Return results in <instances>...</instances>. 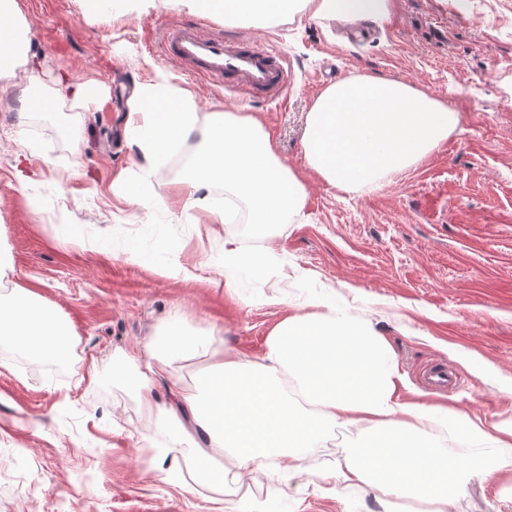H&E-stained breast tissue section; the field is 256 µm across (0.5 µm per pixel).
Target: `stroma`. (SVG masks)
Instances as JSON below:
<instances>
[{"mask_svg": "<svg viewBox=\"0 0 512 512\" xmlns=\"http://www.w3.org/2000/svg\"><path fill=\"white\" fill-rule=\"evenodd\" d=\"M17 7L41 66L35 80L0 95V240L12 257L10 284L59 306L78 341L74 360L53 370L26 367L20 352L0 348V512H233L245 502L266 512H370L372 489L315 497L261 467L220 498L169 484L144 446L153 421L131 386L110 377L113 359L175 318L219 329L225 352L260 356L285 313L268 304L272 295L335 294L386 336L407 397L487 421L512 419V0H393L389 21L362 19L353 35L350 16L305 11L273 24H226L189 14L176 0L101 20L86 16L83 0H17ZM171 24L281 51L287 91L251 101L190 75L164 53ZM159 71L192 92L201 113L249 112L263 122L281 161L307 186L303 220L259 233L243 209L235 224L197 212L175 227L113 195V179L132 170L122 133L132 84ZM62 74L98 81L105 93L94 103L58 97ZM360 74L402 80L460 120L405 172L347 194L309 170L303 139L318 96ZM35 95L54 96V112L25 107ZM21 172L36 173V184L21 189ZM228 235L288 259L247 280L239 301L214 284ZM136 243L163 248L180 276L129 261L123 249ZM300 269L308 279L297 277ZM93 361L105 382L77 386ZM436 362L460 373L455 391L424 385V370ZM201 368L196 359L170 362L156 378L159 399L174 381L198 393ZM453 512H512V502L492 481H478Z\"/></svg>", "mask_w": 512, "mask_h": 512, "instance_id": "obj_1", "label": "stroma"}]
</instances>
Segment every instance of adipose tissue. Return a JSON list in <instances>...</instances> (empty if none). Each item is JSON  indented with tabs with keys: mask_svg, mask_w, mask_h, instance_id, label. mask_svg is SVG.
Returning a JSON list of instances; mask_svg holds the SVG:
<instances>
[{
	"mask_svg": "<svg viewBox=\"0 0 512 512\" xmlns=\"http://www.w3.org/2000/svg\"><path fill=\"white\" fill-rule=\"evenodd\" d=\"M180 2L192 13L228 23L277 21L305 10L379 21L391 14V0ZM15 13V0H0V18L14 19L0 25V94L17 66H40L28 28ZM458 123V112L401 80L350 76L327 87L308 112L305 157L328 184L358 193L415 164ZM124 132L135 174L119 175L112 190L159 214L163 223H187L196 210L224 223L227 211L212 205L218 186L245 204L251 223L260 227L303 213L305 185L282 163L264 125L244 112L200 114L194 95L163 73L136 82ZM177 152L190 158L176 182L177 199L156 198L152 180ZM276 260L272 249L256 252L241 238H225V295L238 297L244 275H256ZM269 302L290 312L257 358L225 355L217 329L194 335L175 319L156 332L142 355L131 357L138 404L155 418L147 442L155 460L165 463L168 480L182 484L183 467L191 463L196 483L219 488L258 467L279 481L307 485L314 474L313 450L336 428L354 426L359 442L346 448L342 463L325 478L344 489L371 488L381 512H403L409 501L424 504V512H450L476 480H494L512 496V421L487 422L405 399L406 383L384 334L335 296L315 290L294 305L284 296ZM75 338L73 323L34 292L20 286L0 290L1 347L64 363ZM173 358L207 361L212 382L206 398L184 394L175 384L168 402L157 401L155 377ZM450 428L474 441L465 458L449 455L438 443V432ZM217 459L223 466L216 474L210 464Z\"/></svg>",
	"mask_w": 512,
	"mask_h": 512,
	"instance_id": "obj_1",
	"label": "adipose tissue"
}]
</instances>
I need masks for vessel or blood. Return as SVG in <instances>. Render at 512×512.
Returning <instances> with one entry per match:
<instances>
[{
    "label": "vessel or blood",
    "instance_id": "b4317fda",
    "mask_svg": "<svg viewBox=\"0 0 512 512\" xmlns=\"http://www.w3.org/2000/svg\"><path fill=\"white\" fill-rule=\"evenodd\" d=\"M173 58L196 75L224 83L255 100L273 101L288 87V60L279 51L242 41L230 43L196 28L174 25L164 36Z\"/></svg>",
    "mask_w": 512,
    "mask_h": 512
}]
</instances>
